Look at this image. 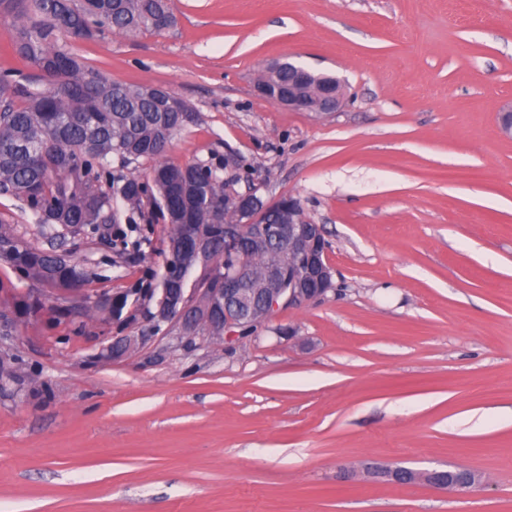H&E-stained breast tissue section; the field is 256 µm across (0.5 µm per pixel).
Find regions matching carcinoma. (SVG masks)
I'll return each instance as SVG.
<instances>
[{
  "mask_svg": "<svg viewBox=\"0 0 512 512\" xmlns=\"http://www.w3.org/2000/svg\"><path fill=\"white\" fill-rule=\"evenodd\" d=\"M15 19L13 52L37 75L0 76V195L23 202L42 224L96 232L147 197L171 224H202L213 234V267L196 280L206 288L224 276V188L202 165L160 163L151 184L112 171L162 156L188 124L144 86L108 80L58 44L68 31L87 40L156 29L165 0H0ZM0 258L52 287L80 288L89 271L53 248L17 237L0 224Z\"/></svg>",
  "mask_w": 512,
  "mask_h": 512,
  "instance_id": "1",
  "label": "carcinoma"
}]
</instances>
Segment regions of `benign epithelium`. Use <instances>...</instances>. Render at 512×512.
Masks as SVG:
<instances>
[{
	"label": "benign epithelium",
	"instance_id": "7a95c632",
	"mask_svg": "<svg viewBox=\"0 0 512 512\" xmlns=\"http://www.w3.org/2000/svg\"><path fill=\"white\" fill-rule=\"evenodd\" d=\"M288 68V90L271 93L270 76ZM256 88L265 98L288 107L292 111L317 112L328 115L339 112L347 97L341 82L331 83L294 62H279L268 67ZM224 204L234 216L224 225V257L230 258L224 267V277L212 288H185L190 276L170 274L165 268L155 299L154 311L147 312L139 300L125 304L112 297V319L119 320L120 309L127 305L142 312L154 327L166 323L178 339L190 344L204 334L231 341L238 332L259 326L277 311L297 310L322 299L333 291V267L329 261V241L323 228L305 216L300 201L292 196L265 202L254 191L239 193L232 182H224ZM276 247L279 261L265 267L261 277L253 275L246 263L250 249ZM193 252L200 260L199 269L205 270L211 251L209 238L201 227L185 224L181 236L170 244V252L179 256ZM11 303L26 302L36 308L31 318L42 317L45 298L39 294L17 295L9 288L0 291ZM134 336H114L102 346L95 357L97 362H111L125 357L136 348ZM372 474L397 484L423 481L437 489H446L442 483L443 470L414 472L401 466L374 467Z\"/></svg>",
	"mask_w": 512,
	"mask_h": 512
}]
</instances>
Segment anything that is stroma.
Listing matches in <instances>:
<instances>
[{
    "label": "stroma",
    "mask_w": 512,
    "mask_h": 512,
    "mask_svg": "<svg viewBox=\"0 0 512 512\" xmlns=\"http://www.w3.org/2000/svg\"><path fill=\"white\" fill-rule=\"evenodd\" d=\"M175 23L59 44L109 80L161 86L194 120L164 159L238 160L234 188L297 198L334 292L224 344L122 326L13 323L0 299V512H512V0H172ZM293 57L343 79L331 115L258 94ZM23 240L91 272L88 296L150 306L170 226L139 251L39 224ZM103 336H142L113 362ZM464 468L480 484L367 467ZM450 470H432L427 472H414L401 466L395 467H373L372 474L387 478L388 481H392L397 484H408L415 481H423L433 488L437 489H459L455 478H447L448 485L443 484L441 481L442 475L447 474Z\"/></svg>",
    "instance_id": "35a3bbf8"
}]
</instances>
